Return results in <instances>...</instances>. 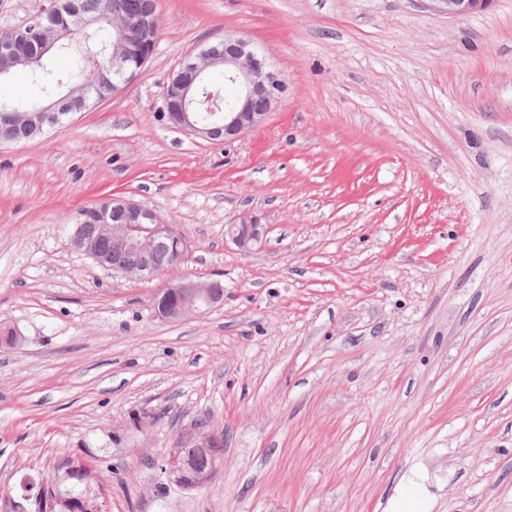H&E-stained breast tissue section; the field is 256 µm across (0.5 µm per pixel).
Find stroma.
Listing matches in <instances>:
<instances>
[{"label":"stroma","mask_w":512,"mask_h":512,"mask_svg":"<svg viewBox=\"0 0 512 512\" xmlns=\"http://www.w3.org/2000/svg\"><path fill=\"white\" fill-rule=\"evenodd\" d=\"M139 77L63 126L0 144V512L69 459L105 512H512V0H158ZM240 34L285 91L211 143L157 118L192 49ZM126 197L188 260L98 267L71 219ZM268 224L243 253L226 225ZM186 275L224 304L176 322ZM212 484L154 461L194 420ZM155 314L177 321L224 304V284L219 279L184 277L169 282L155 294Z\"/></svg>","instance_id":"1"}]
</instances>
